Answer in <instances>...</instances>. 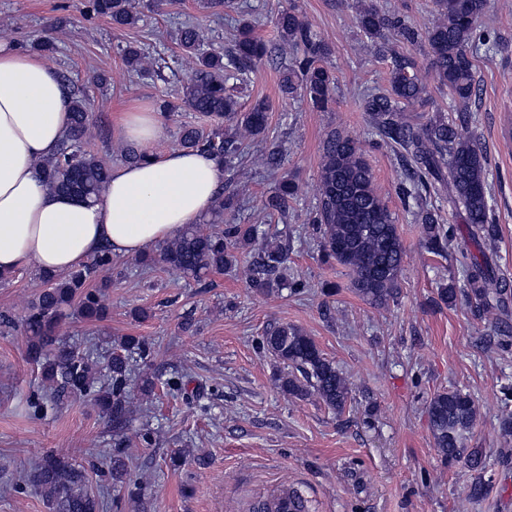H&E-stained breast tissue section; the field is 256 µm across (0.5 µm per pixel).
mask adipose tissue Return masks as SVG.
Wrapping results in <instances>:
<instances>
[{"mask_svg": "<svg viewBox=\"0 0 512 512\" xmlns=\"http://www.w3.org/2000/svg\"><path fill=\"white\" fill-rule=\"evenodd\" d=\"M71 101L43 58L0 43V277L23 266L56 274L101 248L139 255L198 223L224 178L222 164L198 151H153L162 127L140 104L116 129L145 161L113 169L101 201L49 191L38 163L68 127Z\"/></svg>", "mask_w": 512, "mask_h": 512, "instance_id": "adipose-tissue-1", "label": "adipose tissue"}]
</instances>
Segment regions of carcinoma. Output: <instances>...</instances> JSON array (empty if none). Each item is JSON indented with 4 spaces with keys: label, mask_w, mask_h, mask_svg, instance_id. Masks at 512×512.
<instances>
[{
    "label": "carcinoma",
    "mask_w": 512,
    "mask_h": 512,
    "mask_svg": "<svg viewBox=\"0 0 512 512\" xmlns=\"http://www.w3.org/2000/svg\"><path fill=\"white\" fill-rule=\"evenodd\" d=\"M486 6L487 0H434L433 19L418 29L371 3L358 10L356 23L366 37L364 48L390 57L389 88L367 94L364 111L381 140L398 149L407 178L399 183L397 193L405 202L415 200L412 216L422 225L426 247L440 253L448 247L453 233L439 224L437 210L422 200L423 192L429 191L428 179L448 184V206L464 213L468 237L482 254V258L473 257L465 264L462 292L483 312L495 315L508 311L512 290L506 281L495 277L490 262L492 194L486 156L474 138L459 133L451 118L438 115L420 124L408 117V111L424 103L425 86L417 75L415 60L394 50L388 38L393 32L402 42L425 43L435 81L448 89L455 101L466 105L477 95L473 54ZM85 8L88 13L109 19L117 28L133 27L141 21L135 0H87ZM275 31V42L269 44L255 35L251 23L244 22L237 28L230 50L218 52L210 48V31L192 24L181 26L176 44L181 58L192 67L177 89V98L181 106L219 120L207 134L197 126H183L179 135L182 148L206 152L224 168L233 169L246 139H267L266 103L260 100L243 110L227 90L229 80L247 79L265 59L285 57L280 81L283 95L303 97L319 112L328 109L336 88L334 72L324 65L332 54L329 45L294 8L277 15ZM123 56L130 71L146 72L147 54L142 48L129 45ZM223 119L231 130L224 129ZM91 123L86 98L79 92L71 93L65 137L52 156L38 163L50 190L80 194L90 201L100 198L111 168L90 145ZM282 157L281 142L272 140L262 155V165L274 169ZM294 194V184L280 180L265 199L264 210L271 217L284 214ZM236 197L234 190L218 193L211 218L189 224L173 239L155 246L150 262L200 281L212 272L235 266L237 253L260 239L262 244L245 270L250 287L260 292L274 288L301 290L303 283L289 282L282 276L288 249L278 236L261 234L254 224L224 222V212L235 211ZM310 223L316 225L323 256L352 272V286L359 297L378 307L396 298L404 257L396 218L383 200L360 146L336 131L323 143L320 187ZM110 270L112 253L102 249L67 274L40 273L44 288L30 302L24 328L29 335L28 360L40 367L44 382L35 402L48 408L67 394L91 395L108 415L112 428L122 430L129 426L134 413L128 399L129 360L134 354L147 356L149 344L140 336L122 337L106 367L100 369L60 333L67 307L75 308L77 315L87 320L106 317L99 295L111 281L104 277L93 290L88 288V280ZM259 345L291 367L278 378L282 391L296 398L316 397L338 414L351 403L346 377L299 328L279 325L262 336ZM428 413L435 447L449 463L467 461L478 473L468 495L474 500L483 498V452L465 447L466 436L478 417L474 399L457 389L443 391L430 400ZM107 466L113 481H127L128 467L122 456H110ZM29 482L43 493L50 512H100V495L88 488L84 467L53 450L40 457Z\"/></svg>",
    "instance_id": "obj_1"
}]
</instances>
